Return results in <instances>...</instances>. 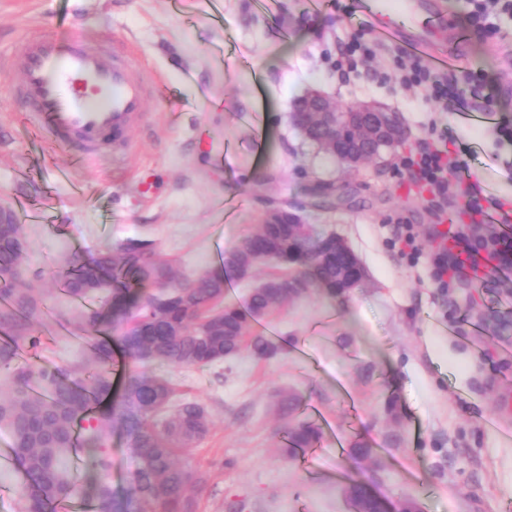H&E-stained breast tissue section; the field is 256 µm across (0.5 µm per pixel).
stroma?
I'll list each match as a JSON object with an SVG mask.
<instances>
[{"label": "stroma", "instance_id": "35a3bbf8", "mask_svg": "<svg viewBox=\"0 0 512 512\" xmlns=\"http://www.w3.org/2000/svg\"><path fill=\"white\" fill-rule=\"evenodd\" d=\"M442 40L452 65L485 73V93L512 114V18L487 36L467 21L465 0H443ZM96 42L101 30L135 44L161 75L126 154L81 167L36 136L10 103L0 77V207L14 210L28 242L19 285L48 295L28 359L49 369L91 364L80 328L84 303L59 289L67 261H89L106 245L153 240L189 284L213 270L217 252L257 232L285 203L315 231L341 238L366 270L342 300L309 289L262 320L277 348L268 358L241 349L209 366L133 363L114 350L115 373L168 378L173 403L193 401L211 419L206 436L180 455L200 480L193 512H351L361 480L391 512L416 500L421 512H512V276L441 292L430 257L438 226L397 156L430 135L420 93L392 78L342 79L332 65L340 38L360 15L355 0L310 12L306 0H0V49L21 50L41 20ZM331 101L376 102L399 113L405 142L355 168L319 150L293 127L289 110L307 89ZM471 148L487 190L512 196L491 165V127L449 115ZM69 178H60V169ZM341 201L315 204L317 186ZM414 227L422 256L410 264L393 236ZM294 405L283 414L282 400ZM320 439L285 453L291 425ZM366 456H357V449Z\"/></svg>", "mask_w": 512, "mask_h": 512}]
</instances>
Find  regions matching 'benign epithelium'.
Masks as SVG:
<instances>
[{
	"label": "benign epithelium",
	"instance_id": "1",
	"mask_svg": "<svg viewBox=\"0 0 512 512\" xmlns=\"http://www.w3.org/2000/svg\"><path fill=\"white\" fill-rule=\"evenodd\" d=\"M290 118L303 136L320 141L331 155L352 168L384 148L401 144L407 130L397 114L365 103L338 107L317 88L308 89L290 110ZM268 225L300 224L301 217L286 205L271 208L264 218ZM364 277V268L356 255L336 278V294L343 295Z\"/></svg>",
	"mask_w": 512,
	"mask_h": 512
}]
</instances>
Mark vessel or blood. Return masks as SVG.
<instances>
[{
  "mask_svg": "<svg viewBox=\"0 0 512 512\" xmlns=\"http://www.w3.org/2000/svg\"><path fill=\"white\" fill-rule=\"evenodd\" d=\"M377 35L423 52L436 65L446 57L434 41L431 16L441 14L440 0H358ZM107 51L89 48L78 34L44 32L28 40L21 52H0V76L9 80L19 111L53 144L75 149L79 161L94 162L104 150L127 151L125 133L140 120L148 97V80L138 72L132 45L102 30Z\"/></svg>",
  "mask_w": 512,
  "mask_h": 512,
  "instance_id": "vessel-or-blood-1",
  "label": "vessel or blood"
}]
</instances>
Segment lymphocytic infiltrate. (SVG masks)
Listing matches in <instances>:
<instances>
[{"mask_svg": "<svg viewBox=\"0 0 512 512\" xmlns=\"http://www.w3.org/2000/svg\"><path fill=\"white\" fill-rule=\"evenodd\" d=\"M360 58L391 71L401 88L423 92L432 112L431 125L441 123L444 114L462 108H493L491 99L474 104L461 92L462 86L479 84L480 74L467 68H437L412 49L392 51L386 42L373 37L372 26L366 21L340 45L334 65L336 73L349 74ZM448 144L447 135L431 137L417 152L401 157L399 165L429 192L430 208L439 223H446L453 214L463 211L470 223L496 224L500 230L486 237L453 234L452 247L444 248L431 260L434 283L444 290L453 278H465L472 285H479L478 271L482 268L491 275L512 269V236L504 232L506 226L512 225V203L486 192L471 166V151L452 150Z\"/></svg>", "mask_w": 512, "mask_h": 512, "instance_id": "f902f5d3", "label": "lymphocytic infiltrate"}]
</instances>
